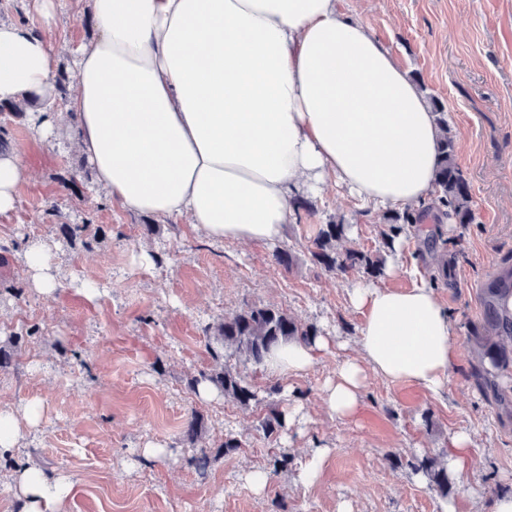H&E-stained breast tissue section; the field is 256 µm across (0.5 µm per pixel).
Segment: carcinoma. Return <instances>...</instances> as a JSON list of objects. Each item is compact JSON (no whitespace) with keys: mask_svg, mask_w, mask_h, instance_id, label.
<instances>
[{"mask_svg":"<svg viewBox=\"0 0 512 512\" xmlns=\"http://www.w3.org/2000/svg\"><path fill=\"white\" fill-rule=\"evenodd\" d=\"M429 103L441 132L439 162L436 172L435 189L432 204L421 210L389 209L383 213V223L389 225V232L383 235V248L373 252L359 250L339 251L336 242L345 236L346 225L331 222L319 228L317 236L308 246L310 259L329 272L348 276L360 274L366 278L378 276L385 266L388 253L392 252V243L401 234H407L422 223L425 215L432 212L437 221L435 236L428 239V247L437 252L443 249L442 224H470L474 220L470 182L455 160L454 140L448 132V113L443 102L429 97ZM512 290V276H501L487 286V305ZM492 327L498 336L512 339V317L494 313ZM321 335L314 325L303 326L288 312L268 305L246 304L234 315L224 319L214 333L216 346L211 348L215 368L199 373L190 385L198 389L202 384L217 390L225 398L248 407L251 403H260L258 392L235 366L229 363L223 349L231 347L245 357L246 362L255 366L265 364L268 356L277 348L290 341H307ZM203 424V415L191 414L187 420L185 435L194 443L198 441ZM286 427L284 416L270 409L263 418L262 428L269 436H276ZM241 447L240 441L228 435L224 443L216 448L199 449V461L206 462L211 455H228ZM415 469L427 476L430 486L442 494L448 490V469L429 457L423 458Z\"/></svg>","mask_w":512,"mask_h":512,"instance_id":"carcinoma-1","label":"carcinoma"}]
</instances>
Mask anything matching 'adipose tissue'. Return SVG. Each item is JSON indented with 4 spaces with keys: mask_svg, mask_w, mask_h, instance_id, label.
Returning <instances> with one entry per match:
<instances>
[{
    "mask_svg": "<svg viewBox=\"0 0 512 512\" xmlns=\"http://www.w3.org/2000/svg\"><path fill=\"white\" fill-rule=\"evenodd\" d=\"M98 36L84 45L65 111L32 112L44 139L70 134L95 184L124 208L180 218L211 239L273 242L295 198L327 181L377 210L419 207L434 191L440 131L416 83L364 20L337 0H92ZM51 31L0 23V103L52 97ZM36 288L56 292L47 244L29 242ZM358 355L322 391L339 418L360 406L367 373L429 392L448 385L453 323L428 285L356 281ZM319 336L268 357L274 376L310 369ZM70 481L14 470L19 512H64Z\"/></svg>",
    "mask_w": 512,
    "mask_h": 512,
    "instance_id": "1",
    "label": "adipose tissue"
}]
</instances>
